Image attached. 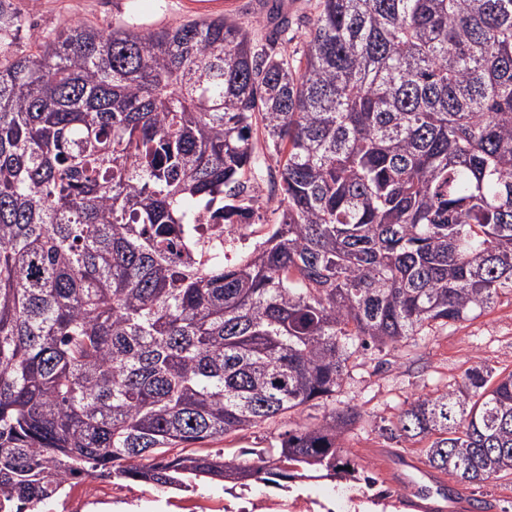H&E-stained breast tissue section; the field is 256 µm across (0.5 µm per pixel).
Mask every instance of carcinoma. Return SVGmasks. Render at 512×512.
<instances>
[{
	"label": "carcinoma",
	"instance_id": "obj_1",
	"mask_svg": "<svg viewBox=\"0 0 512 512\" xmlns=\"http://www.w3.org/2000/svg\"><path fill=\"white\" fill-rule=\"evenodd\" d=\"M6 2L0 41L25 26ZM288 30L78 20L0 47V512L80 476H332L349 404L252 460L203 445L512 294V0H316ZM264 176L279 221L228 264L201 211L234 229ZM387 431L462 486L511 473L512 371L472 367Z\"/></svg>",
	"mask_w": 512,
	"mask_h": 512
}]
</instances>
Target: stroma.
Masks as SVG:
<instances>
[{
    "label": "stroma",
    "instance_id": "obj_1",
    "mask_svg": "<svg viewBox=\"0 0 512 512\" xmlns=\"http://www.w3.org/2000/svg\"><path fill=\"white\" fill-rule=\"evenodd\" d=\"M26 24L50 32L80 19L106 28L113 20L135 18L149 25L177 24L190 18L231 16L254 29L256 38L271 31L270 12L296 20L313 15L307 0H10ZM482 365L512 371V294L476 319L413 336L398 345L369 349L350 363L336 399L358 406L364 419L345 436L348 455L366 475L375 477V489L352 477L321 478L305 483H254L250 488H228L225 483L201 482L188 492L156 490L141 484L124 487L98 479L99 494L116 496L117 504L84 507L83 512H216L223 505L239 508L244 502L270 499L312 502V512H411L408 484L386 467L387 461L423 464L416 443L391 438L382 428L395 421L408 401L447 388L470 367ZM446 512H465L473 499L490 504V512H512V474L468 490L449 475Z\"/></svg>",
    "mask_w": 512,
    "mask_h": 512
}]
</instances>
